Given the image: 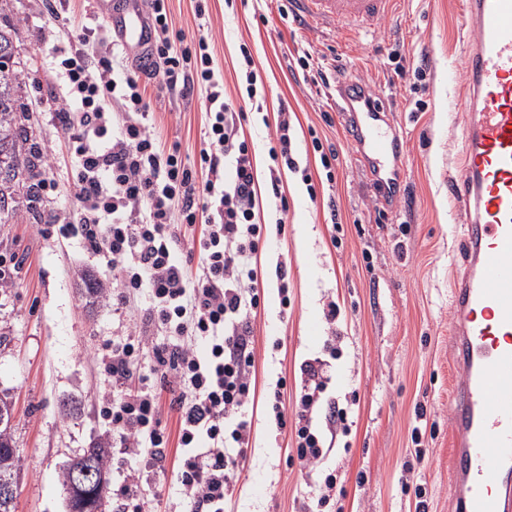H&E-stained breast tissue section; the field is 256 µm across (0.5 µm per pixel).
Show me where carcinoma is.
Here are the masks:
<instances>
[{
    "instance_id": "cac0c4a2",
    "label": "carcinoma",
    "mask_w": 512,
    "mask_h": 512,
    "mask_svg": "<svg viewBox=\"0 0 512 512\" xmlns=\"http://www.w3.org/2000/svg\"><path fill=\"white\" fill-rule=\"evenodd\" d=\"M16 28L0 24V223L8 222L16 207L3 208L1 204L17 202L24 198L27 208L37 209L39 183L45 174V160L36 143L31 141L29 126L30 113L21 102L20 90L23 84L21 71L13 66L15 53L14 37ZM12 401L5 394L0 395V484L7 483L18 489L20 457L12 453L13 439ZM109 449L96 445L72 459L64 468L62 481L70 488L72 472L88 461L99 472L110 475Z\"/></svg>"
}]
</instances>
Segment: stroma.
Here are the masks:
<instances>
[{
    "label": "stroma",
    "mask_w": 512,
    "mask_h": 512,
    "mask_svg": "<svg viewBox=\"0 0 512 512\" xmlns=\"http://www.w3.org/2000/svg\"><path fill=\"white\" fill-rule=\"evenodd\" d=\"M59 2L56 17L44 0H13L7 13L18 28L15 60L25 77L21 96L32 136L54 154L45 173L51 186L40 194L43 214L80 206L67 136L49 114L60 92L56 52L69 48L84 18L95 15L93 0ZM287 8L288 0H207L200 17L194 0L167 2L174 50L206 38L215 74L236 100L244 91L238 63L249 50L263 99L262 111L242 122L258 189L256 220L268 227L257 255L261 302L247 318L255 358L252 427L224 512H304L331 471L341 475L345 495L326 512H415L420 490L428 512H448L449 281L462 232L448 200V174L457 168L463 136L459 114L449 109L448 75L465 49L460 0H401L395 15L353 30L344 43L328 25L296 24ZM302 56L309 71L298 65ZM347 79L384 98L390 129L405 139L394 201L376 193L373 172L351 143L350 123L336 110L335 85ZM148 95L162 142L199 166L206 88L182 99L159 79ZM283 105L291 113L293 170L269 154ZM317 139L336 152L330 168L313 149ZM273 173L277 198L267 192ZM331 202L335 226L328 222ZM43 214L22 206L11 223H0V254L18 259L0 288V392L15 402L21 459L16 512H66L61 470L100 440L111 444L108 512L125 484L137 485L143 512H178L175 448H168L163 468L134 465L126 449L112 445V427L98 415L113 391L98 354L137 334L138 316L81 294L83 272L110 285L112 266ZM332 301L340 314L331 323L324 313ZM328 343L336 356L329 358L325 395L348 409L351 426L333 437L323 460L308 464L296 455L293 430L277 431L270 422L265 399L285 379V408L294 412L300 366L325 357ZM70 403L78 407L72 416ZM416 426L425 431L418 446L411 440Z\"/></svg>",
    "instance_id": "1"
}]
</instances>
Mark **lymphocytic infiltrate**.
Returning a JSON list of instances; mask_svg holds the SVG:
<instances>
[{"mask_svg":"<svg viewBox=\"0 0 512 512\" xmlns=\"http://www.w3.org/2000/svg\"><path fill=\"white\" fill-rule=\"evenodd\" d=\"M78 40L79 47L59 62L69 104L53 118L71 145L82 207L47 221L78 225L86 251L120 266L122 275L111 291L117 308L142 296L149 300L146 331L113 345L101 358L116 386L103 411L121 446L146 462L161 461L169 444H177L182 512H224L235 490L232 465L250 443L254 351L244 322L260 303L255 258L266 231L255 221L252 155L240 133L257 95L254 62L244 55L246 94L237 102L216 78L206 40L176 56L167 42L153 41L151 54L163 61L164 72L152 68L121 81L108 79L107 64L103 79L90 73L95 28L81 27ZM159 75L172 94L185 99L196 87L210 89L200 155L205 181L151 131L155 120L145 92ZM111 97L127 109L119 127L107 112ZM199 222L206 229L197 241L200 265L193 273L176 258L178 227ZM152 328L168 330L175 342L150 344ZM196 341L205 344V356L194 352ZM147 348L152 366L144 375L138 363ZM323 366L318 358L301 365L294 416L282 406L284 382L268 396L277 429L294 428L298 458L312 463L325 453V432L349 430L347 409L323 399ZM165 407L177 415L176 435L161 425Z\"/></svg>","mask_w":512,"mask_h":512,"instance_id":"1","label":"lymphocytic infiltrate"}]
</instances>
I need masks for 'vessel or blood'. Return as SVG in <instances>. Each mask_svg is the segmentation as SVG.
Wrapping results in <instances>:
<instances>
[{"label":"vessel or blood","instance_id":"1","mask_svg":"<svg viewBox=\"0 0 512 512\" xmlns=\"http://www.w3.org/2000/svg\"><path fill=\"white\" fill-rule=\"evenodd\" d=\"M399 0H290L296 23L316 20L345 37L350 26L377 25ZM95 12L128 49L148 39L136 0ZM468 47L451 72L466 94L458 171L449 195L464 215L462 262L449 296L454 371L448 413L452 434L448 485L452 512H512V0H463ZM339 111L354 120L353 141L387 195L402 139L383 129L384 107L363 84L338 91Z\"/></svg>","mask_w":512,"mask_h":512}]
</instances>
